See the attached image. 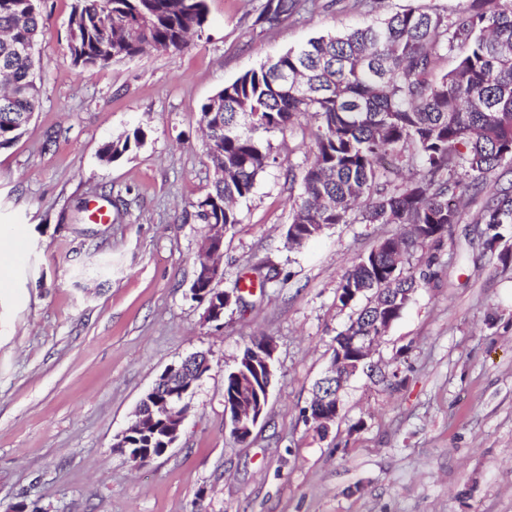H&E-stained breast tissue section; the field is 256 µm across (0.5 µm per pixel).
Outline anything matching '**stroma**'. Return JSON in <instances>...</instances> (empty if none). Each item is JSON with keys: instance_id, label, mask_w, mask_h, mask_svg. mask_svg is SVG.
Segmentation results:
<instances>
[{"instance_id": "obj_1", "label": "stroma", "mask_w": 512, "mask_h": 512, "mask_svg": "<svg viewBox=\"0 0 512 512\" xmlns=\"http://www.w3.org/2000/svg\"><path fill=\"white\" fill-rule=\"evenodd\" d=\"M263 0H206L181 52L83 69L67 57L73 0H40L41 104L0 149V512H512V261L481 224L417 251L420 286L377 356L401 391L360 376L328 428L306 421L337 332L340 279L396 224H338L288 248L289 169L312 120L267 139L275 163L224 237L222 289L253 266L274 279L221 327L190 297L207 231L194 206L213 170L200 107L246 71L310 38L371 21L362 10L294 15L275 29ZM144 133L104 162L103 146ZM276 345L268 405L251 437L230 435L224 376L255 336ZM210 369L180 437L144 465L112 449L141 398L184 356Z\"/></svg>"}]
</instances>
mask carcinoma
Masks as SVG:
<instances>
[{
	"label": "carcinoma",
	"mask_w": 512,
	"mask_h": 512,
	"mask_svg": "<svg viewBox=\"0 0 512 512\" xmlns=\"http://www.w3.org/2000/svg\"><path fill=\"white\" fill-rule=\"evenodd\" d=\"M382 0H331L341 11ZM317 0H266L259 21L275 28ZM206 0H74L68 58L94 68L148 50L175 54L204 29ZM40 11L35 0H0V149L23 134L39 105ZM454 66L443 72V60ZM314 120L300 192L286 231L290 248L336 224H400L342 276L338 301L392 288L381 308L356 313L381 336L419 287L403 276L414 252L440 244L479 206L495 250L512 226V185L481 199L487 177L512 171V0H459L444 12L416 6L360 27L311 38L245 72L202 104L205 147L214 168L197 203L201 223H241L237 204L276 161L264 135ZM143 132L104 146L111 162Z\"/></svg>",
	"instance_id": "cac0c4a2"
}]
</instances>
